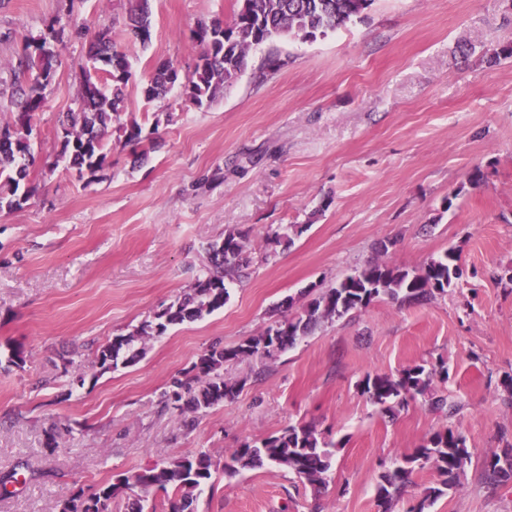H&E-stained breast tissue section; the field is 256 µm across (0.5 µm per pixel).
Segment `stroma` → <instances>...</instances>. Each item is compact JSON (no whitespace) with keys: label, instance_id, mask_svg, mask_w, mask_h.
Here are the masks:
<instances>
[{"label":"stroma","instance_id":"stroma-1","mask_svg":"<svg viewBox=\"0 0 512 512\" xmlns=\"http://www.w3.org/2000/svg\"><path fill=\"white\" fill-rule=\"evenodd\" d=\"M127 0H0V87L24 40L58 21L61 64L31 140L35 193L0 212V512H53L77 490L162 460L208 454L216 465L193 512H381L375 486L433 432L462 433L471 460L428 512H512V479L482 477L512 441V0H374L327 36L253 48L244 72L208 105L180 88L149 101L154 68L188 69L199 21L233 20L234 0H151L152 41L132 42ZM132 66L122 122L150 148L132 161L122 135L108 166L77 177L55 166L64 113L77 110L99 31ZM482 171L472 188L469 178ZM296 224L289 247L269 228ZM249 230L250 275L224 308L170 327L140 361L99 372L98 350L182 294L207 243ZM389 241L387 251L379 244ZM455 249L463 275L425 305L381 299L324 323L276 359L225 365L244 380L185 430L160 400L212 343L230 347L300 311L368 262L422 267ZM273 260H266V253ZM22 349L24 366L10 363ZM85 373L69 387L64 360ZM446 363L436 395L453 416L409 402L385 417L362 395L366 374ZM64 426L54 453L52 425ZM307 424L338 442L321 491L285 469L224 470L235 448Z\"/></svg>","mask_w":512,"mask_h":512}]
</instances>
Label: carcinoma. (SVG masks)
Returning a JSON list of instances; mask_svg holds the SVG:
<instances>
[{
  "label": "carcinoma",
  "instance_id": "carcinoma-1",
  "mask_svg": "<svg viewBox=\"0 0 512 512\" xmlns=\"http://www.w3.org/2000/svg\"><path fill=\"white\" fill-rule=\"evenodd\" d=\"M124 27L133 41L145 47L152 39V20L148 0H129ZM238 9L229 27L219 21L200 22L193 40L200 47L193 69L177 82L171 74L178 67L158 65L145 87L152 101L178 86L185 100L195 106L214 101L233 83L247 66L250 50L278 38L313 40L325 36L361 15L374 0H237ZM63 30L47 26L39 38L28 41L12 66L11 100L16 108L13 120L0 122V211L23 207L33 193L26 185L29 167L34 162L30 137L33 120L41 111L43 91L53 81L59 64L58 45ZM93 71L86 72L80 107L65 114L59 124L60 151L54 165L63 162L78 177L95 174L108 164L106 146L112 124L120 120L125 89L132 77L125 52L117 49L109 30L98 34L92 45ZM123 146L134 159L147 154L143 148L142 126L135 120L122 126ZM302 229L290 225L267 234L270 243L289 245ZM249 232L230 229L220 240L205 247L208 262L191 288L126 335L115 337L103 347L97 365L106 372L120 365L137 362L152 339L169 327L194 322L224 307L229 292L226 282L239 281L247 275ZM459 257L450 249L443 256L428 261L418 270H404L384 262L372 261L346 275L317 295L295 316L278 320L259 334L241 343L224 347L210 346L190 368L192 376L175 378L162 399L166 405L181 410V423L195 425L200 414L234 398L244 387L243 380L224 379V364L253 357L273 360L311 335L323 323L340 319L350 312L388 298L399 303L420 304L447 292L462 276ZM448 378L444 364L428 367L409 366L396 375L367 374L359 383L362 395L388 417L408 400L421 397L431 409L453 414L456 405L432 392L435 378ZM335 444L307 425H289L279 434L259 442L243 443L235 449L224 468L275 466L293 472L315 489L326 483L335 460ZM470 460L466 438L451 427L437 430L412 452L393 462V467L379 475L376 484L378 505L390 508L412 483V476L426 468L437 474L436 485L424 490L417 506L410 512H425L440 496L455 489ZM212 459L205 453L163 460L151 467L121 475L115 481L89 493L77 495L57 505L58 512H110L112 500L139 489L145 493L173 490L180 498L169 503V512H191L195 493L212 479ZM512 477V446L493 454L483 462V478L489 483Z\"/></svg>",
  "mask_w": 512,
  "mask_h": 512
}]
</instances>
